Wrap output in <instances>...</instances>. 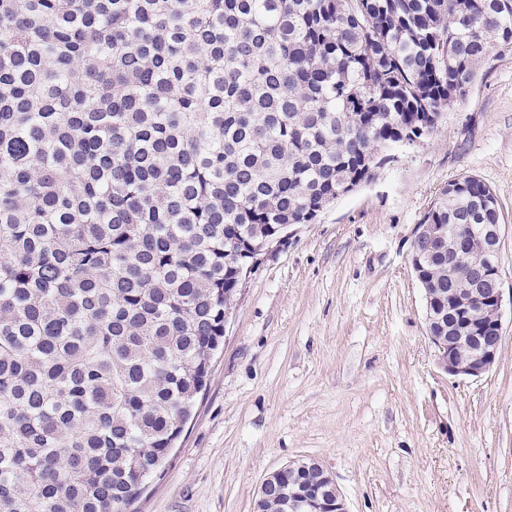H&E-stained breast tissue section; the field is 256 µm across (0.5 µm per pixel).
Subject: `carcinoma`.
I'll return each instance as SVG.
<instances>
[{"label": "carcinoma", "instance_id": "carcinoma-1", "mask_svg": "<svg viewBox=\"0 0 512 512\" xmlns=\"http://www.w3.org/2000/svg\"><path fill=\"white\" fill-rule=\"evenodd\" d=\"M512 45V0H0V512H124L238 259L369 182ZM422 223L498 224L464 176ZM422 269L430 304L470 268Z\"/></svg>", "mask_w": 512, "mask_h": 512}]
</instances>
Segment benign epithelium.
<instances>
[{
	"label": "benign epithelium",
	"mask_w": 512,
	"mask_h": 512,
	"mask_svg": "<svg viewBox=\"0 0 512 512\" xmlns=\"http://www.w3.org/2000/svg\"><path fill=\"white\" fill-rule=\"evenodd\" d=\"M481 234L479 252L457 249L473 272L470 282L458 287L456 292V311L464 318L457 328L458 335L448 338L435 335L443 329L444 319L431 314L427 318L440 366L453 377H479L490 370L498 358L502 340L503 288L498 263L500 225L485 224ZM296 470V462L292 461L268 473L261 482L260 491H265L271 482H285L288 484V512H348L332 474L321 470V479L334 491L331 497V490L315 482H290V476Z\"/></svg>",
	"instance_id": "obj_1"
}]
</instances>
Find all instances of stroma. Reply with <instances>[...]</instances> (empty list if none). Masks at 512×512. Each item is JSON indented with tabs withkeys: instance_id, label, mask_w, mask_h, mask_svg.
Here are the masks:
<instances>
[{
	"instance_id": "35a3bbf8",
	"label": "stroma",
	"mask_w": 512,
	"mask_h": 512,
	"mask_svg": "<svg viewBox=\"0 0 512 512\" xmlns=\"http://www.w3.org/2000/svg\"><path fill=\"white\" fill-rule=\"evenodd\" d=\"M468 175L500 205L503 333L489 372L452 377L412 242ZM303 458L349 512H512V48L423 144L289 226L233 298L192 417L127 512H253L264 476Z\"/></svg>"
}]
</instances>
